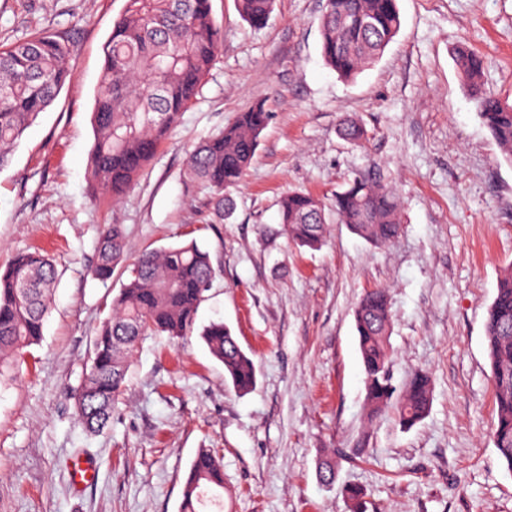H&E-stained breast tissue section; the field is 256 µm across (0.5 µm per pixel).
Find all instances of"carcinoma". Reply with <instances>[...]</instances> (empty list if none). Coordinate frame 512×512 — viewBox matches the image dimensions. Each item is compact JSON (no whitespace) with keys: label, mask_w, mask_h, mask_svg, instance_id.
<instances>
[{"label":"carcinoma","mask_w":512,"mask_h":512,"mask_svg":"<svg viewBox=\"0 0 512 512\" xmlns=\"http://www.w3.org/2000/svg\"><path fill=\"white\" fill-rule=\"evenodd\" d=\"M211 2L125 0L102 47V72L91 112L88 180L93 192L114 201L126 195L199 94L223 43ZM236 2L244 21L262 27L275 0ZM400 27L397 0H324L322 57L339 78L352 80L382 57ZM453 60L480 118L512 161V103L484 88L481 56L459 46ZM73 78L61 40L31 34L0 50V166ZM268 122L264 106H252L186 154L188 174L208 189L217 206H223L224 192L240 184ZM333 207L338 222L371 244L390 242L400 232L393 191L362 177L336 193ZM279 215L293 243L311 249L322 245L326 221L318 199L292 192L281 199ZM124 255L121 225H103L94 275L112 277ZM127 272L95 337L76 397L77 415L90 433L107 426L139 344L157 334L184 336L194 325L214 268L209 252L191 242L144 250ZM56 279L54 264L39 251L18 253L0 267V379L16 365L23 349L42 339ZM354 322L369 418L391 410L401 427H413L429 411L432 381L425 373H415L402 390L393 386L392 315L386 290L363 295ZM485 331L495 404L491 436L512 474V266L499 278L486 310ZM201 336L224 365L225 382L240 394L251 391L257 379L255 363L224 322L210 323ZM220 489L223 462L216 452L202 450L184 477L181 512H201L217 504L215 492Z\"/></svg>","instance_id":"obj_1"}]
</instances>
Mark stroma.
<instances>
[{
    "mask_svg": "<svg viewBox=\"0 0 512 512\" xmlns=\"http://www.w3.org/2000/svg\"><path fill=\"white\" fill-rule=\"evenodd\" d=\"M125 0H0V49L34 32L67 41L75 77L0 167V266L41 249L58 281L40 343L0 380V512H180L200 449L224 462V512H512V474L490 436L485 318L512 264V163L453 62L485 59V87L512 103V0H398L401 27L355 81L321 55L323 0H275L264 27L212 0L224 42L200 94L119 202L91 195L87 160L102 45ZM270 120L232 210L191 183L188 150L250 106ZM365 129L343 139L342 117ZM363 176L392 189L401 231L375 246L337 223L336 192ZM327 207L324 243L289 242L279 203ZM127 253L196 241L215 270L186 338L135 353L107 428L75 410L93 341L126 280L90 269L101 225ZM386 289L392 383L424 371L428 415L413 428L369 420L354 309ZM223 321L257 365L252 391L224 381L201 338ZM339 462L325 483L319 463ZM96 482L73 489L76 463ZM361 493L353 505L348 489Z\"/></svg>",
    "mask_w": 512,
    "mask_h": 512,
    "instance_id": "stroma-1",
    "label": "stroma"
}]
</instances>
